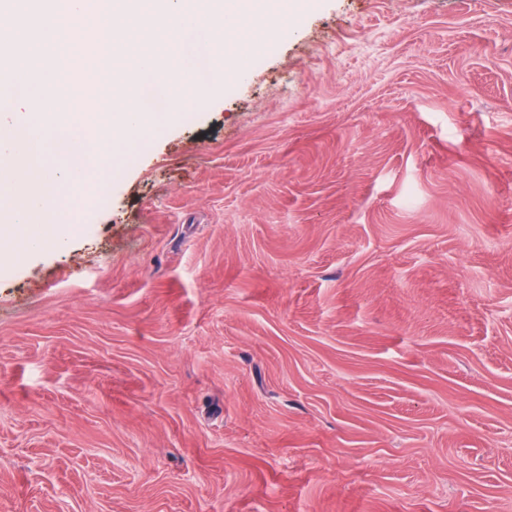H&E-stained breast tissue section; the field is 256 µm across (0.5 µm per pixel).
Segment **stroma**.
Segmentation results:
<instances>
[{
	"label": "stroma",
	"mask_w": 512,
	"mask_h": 512,
	"mask_svg": "<svg viewBox=\"0 0 512 512\" xmlns=\"http://www.w3.org/2000/svg\"><path fill=\"white\" fill-rule=\"evenodd\" d=\"M0 269V512H512V0H317Z\"/></svg>",
	"instance_id": "obj_1"
}]
</instances>
